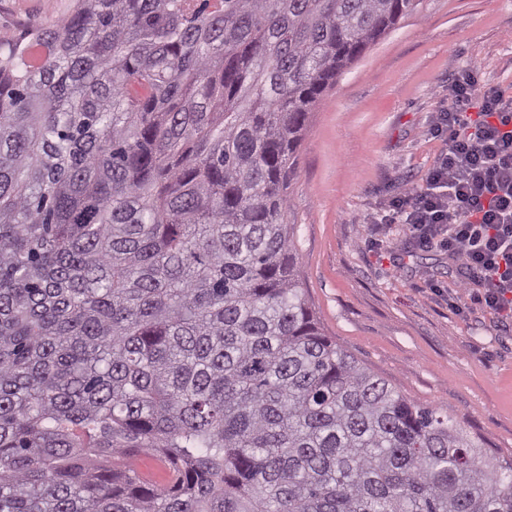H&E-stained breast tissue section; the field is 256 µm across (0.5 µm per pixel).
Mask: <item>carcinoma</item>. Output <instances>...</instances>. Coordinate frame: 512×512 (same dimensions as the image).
<instances>
[{
  "mask_svg": "<svg viewBox=\"0 0 512 512\" xmlns=\"http://www.w3.org/2000/svg\"><path fill=\"white\" fill-rule=\"evenodd\" d=\"M70 0L0 41V512H512V459L338 346L289 184L422 0Z\"/></svg>",
  "mask_w": 512,
  "mask_h": 512,
  "instance_id": "obj_1",
  "label": "carcinoma"
}]
</instances>
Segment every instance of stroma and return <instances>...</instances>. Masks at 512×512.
<instances>
[{
    "instance_id": "35a3bbf8",
    "label": "stroma",
    "mask_w": 512,
    "mask_h": 512,
    "mask_svg": "<svg viewBox=\"0 0 512 512\" xmlns=\"http://www.w3.org/2000/svg\"><path fill=\"white\" fill-rule=\"evenodd\" d=\"M70 0H0V39L66 14ZM477 68L512 96V0H424L313 107L288 192L304 286L321 326L412 400L447 410L488 451L512 456V321L456 288L446 250L377 227L422 186L444 147L430 132L448 82Z\"/></svg>"
}]
</instances>
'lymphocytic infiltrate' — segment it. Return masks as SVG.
I'll return each mask as SVG.
<instances>
[{"instance_id": "obj_1", "label": "lymphocytic infiltrate", "mask_w": 512, "mask_h": 512, "mask_svg": "<svg viewBox=\"0 0 512 512\" xmlns=\"http://www.w3.org/2000/svg\"><path fill=\"white\" fill-rule=\"evenodd\" d=\"M433 131L445 148L425 187L404 189L383 221L407 225L417 249L447 250L460 267L458 287L481 288L485 307L512 319V96L466 68L449 82Z\"/></svg>"}]
</instances>
